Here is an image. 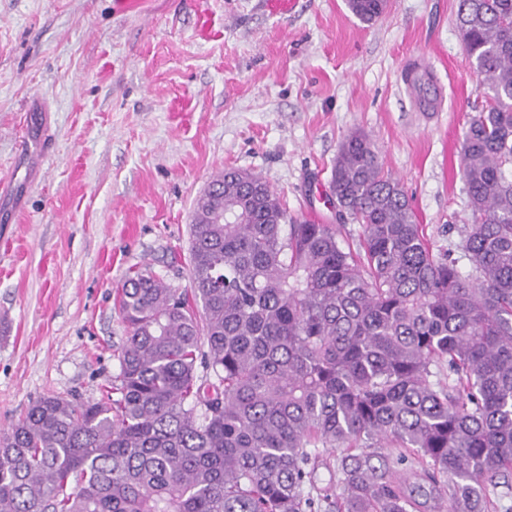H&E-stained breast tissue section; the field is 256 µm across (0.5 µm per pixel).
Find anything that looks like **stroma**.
Returning <instances> with one entry per match:
<instances>
[{"label":"stroma","instance_id":"35a3bbf8","mask_svg":"<svg viewBox=\"0 0 512 512\" xmlns=\"http://www.w3.org/2000/svg\"><path fill=\"white\" fill-rule=\"evenodd\" d=\"M456 11L388 0L367 25L346 0H0V432L41 396L111 385L116 289L146 268L188 287L193 202L225 169L331 224L333 162L363 131L456 249L485 92Z\"/></svg>","mask_w":512,"mask_h":512}]
</instances>
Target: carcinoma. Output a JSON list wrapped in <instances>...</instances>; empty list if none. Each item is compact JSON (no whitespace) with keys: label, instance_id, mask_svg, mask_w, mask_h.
Returning a JSON list of instances; mask_svg holds the SVG:
<instances>
[{"label":"carcinoma","instance_id":"obj_1","mask_svg":"<svg viewBox=\"0 0 512 512\" xmlns=\"http://www.w3.org/2000/svg\"><path fill=\"white\" fill-rule=\"evenodd\" d=\"M347 7L371 25L386 0ZM457 19L491 92L461 144L469 270L364 133L331 170L335 224L225 170L194 202L190 287L118 289V383L41 397L0 434V512H415L392 445L443 512H512V0H458Z\"/></svg>","mask_w":512,"mask_h":512}]
</instances>
